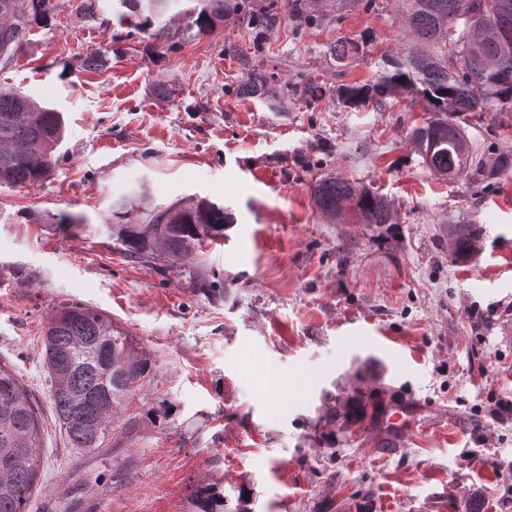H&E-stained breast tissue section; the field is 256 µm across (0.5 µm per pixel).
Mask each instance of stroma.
<instances>
[{"instance_id":"35a3bbf8","label":"stroma","mask_w":512,"mask_h":512,"mask_svg":"<svg viewBox=\"0 0 512 512\" xmlns=\"http://www.w3.org/2000/svg\"><path fill=\"white\" fill-rule=\"evenodd\" d=\"M80 2L55 0L51 25L0 66V87L68 127L49 178L0 185V361L44 426L28 512H194L203 484L242 512H467L475 499L512 512V421L494 417L512 398V176H432L409 137L421 101L339 104V82H369L399 50L393 12L357 5L305 26L286 7L259 43L243 16L161 33ZM365 33L366 54L336 77L328 44ZM93 50L106 62L84 70ZM270 73L320 90L277 109L236 93ZM465 129L478 151L512 150V112L470 113ZM330 174L386 195L396 231L321 214L311 187ZM135 189L143 210L192 195L232 210L200 257L225 301L115 249L109 227ZM449 224L483 226L476 261L451 257ZM63 302L110 314L156 364L90 451L68 446L51 410L43 331ZM272 370L295 381L275 407ZM406 399L417 416L402 437L387 415Z\"/></svg>"}]
</instances>
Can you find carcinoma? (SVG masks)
<instances>
[{"instance_id":"cac0c4a2","label":"carcinoma","mask_w":512,"mask_h":512,"mask_svg":"<svg viewBox=\"0 0 512 512\" xmlns=\"http://www.w3.org/2000/svg\"><path fill=\"white\" fill-rule=\"evenodd\" d=\"M198 32L246 14L262 34L278 0L257 9L247 0H118L147 29L174 6ZM351 0H310L295 6L300 22L318 24ZM367 12L393 7L403 38L400 51L382 56L374 80L342 83L339 103L351 109L385 106L411 97L425 102L429 120L411 129L422 163L431 175L473 181L512 175V151L491 160L474 156L463 124L471 112H512V0H362ZM53 0H0V64L7 66L36 26L52 22ZM370 41L337 39L327 46L336 75L343 76L365 53ZM273 77L249 78L237 87L244 97L269 98ZM66 132L63 113L21 91L0 88V184L35 185L60 162L58 147ZM317 208L330 218L353 214L358 224L376 228L395 223L391 201L364 185L326 176L312 187ZM233 213L204 199L153 210L140 224H120L115 246L132 262H161L159 269L191 274L181 261L224 236ZM483 228L450 224L448 246L458 262L476 256ZM43 357L56 420L71 447L92 450L112 434L122 408L147 378L154 359L112 317L92 306L64 303L51 313L44 332ZM41 423L31 392L13 370L0 363V512H26L37 486ZM197 512H224V498L211 485L195 494Z\"/></svg>"}]
</instances>
